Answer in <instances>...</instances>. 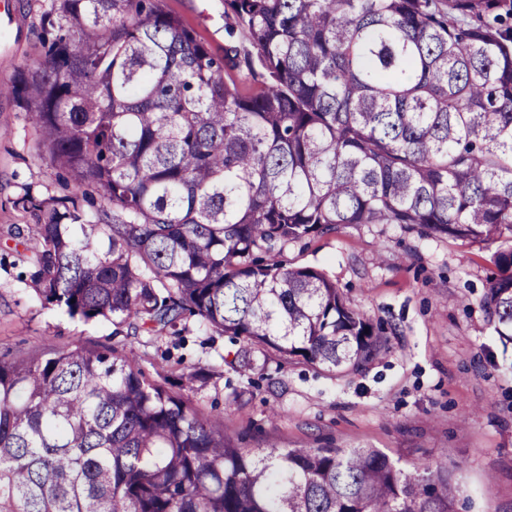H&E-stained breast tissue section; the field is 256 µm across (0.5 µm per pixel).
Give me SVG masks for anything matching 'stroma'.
Segmentation results:
<instances>
[{
  "label": "stroma",
  "instance_id": "stroma-1",
  "mask_svg": "<svg viewBox=\"0 0 512 512\" xmlns=\"http://www.w3.org/2000/svg\"><path fill=\"white\" fill-rule=\"evenodd\" d=\"M17 2L27 23L11 61L0 63V86L14 85L39 57L51 5ZM163 4L223 55L224 0ZM68 181L42 152L16 99L0 95V355L79 343L133 353L151 377L176 362L208 365L192 402L223 413L240 447L260 449L274 438L285 448H379L454 468L459 512H512V343L497 335L483 306L498 244L437 237L419 226L351 224L289 245V266L323 271L348 306L382 328L386 348L343 375L274 358L244 374L232 366L243 339L204 332L195 321L178 335L128 338L112 322L86 323L41 305L23 245L33 219L12 201L27 190L64 196Z\"/></svg>",
  "mask_w": 512,
  "mask_h": 512
}]
</instances>
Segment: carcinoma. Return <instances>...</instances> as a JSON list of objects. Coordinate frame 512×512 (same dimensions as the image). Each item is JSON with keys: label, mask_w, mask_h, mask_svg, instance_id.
<instances>
[{"label": "carcinoma", "mask_w": 512, "mask_h": 512, "mask_svg": "<svg viewBox=\"0 0 512 512\" xmlns=\"http://www.w3.org/2000/svg\"><path fill=\"white\" fill-rule=\"evenodd\" d=\"M218 59L162 0H53L11 88L73 187L12 200L45 307L127 334L244 337L345 374L384 348L288 245L349 224L499 240L512 342V0H224ZM259 76L245 87L233 72ZM112 213L84 218V187ZM82 345L0 359V512H457L448 466L375 448L236 447L189 397Z\"/></svg>", "instance_id": "obj_1"}]
</instances>
